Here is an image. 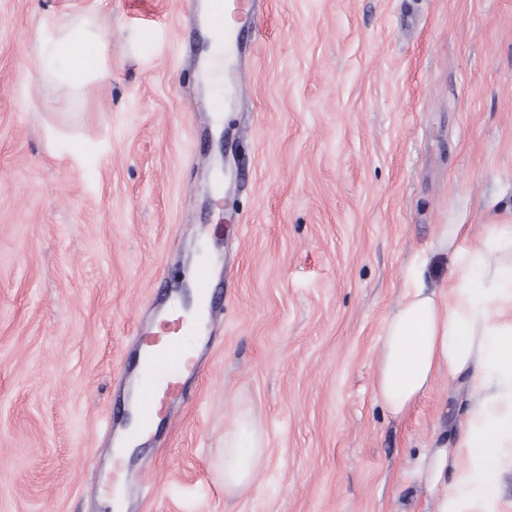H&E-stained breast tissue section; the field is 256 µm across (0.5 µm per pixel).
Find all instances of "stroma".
Here are the masks:
<instances>
[{
    "label": "stroma",
    "instance_id": "1",
    "mask_svg": "<svg viewBox=\"0 0 512 512\" xmlns=\"http://www.w3.org/2000/svg\"><path fill=\"white\" fill-rule=\"evenodd\" d=\"M197 2L0 0V512H106L88 463L110 465L114 375L158 289L221 257L209 369L137 453L142 512H433L412 471L464 396L441 377L393 418L378 334L419 261L449 287L439 225L512 222V0H269L238 104L239 225L214 205L224 92L184 40ZM83 13L110 72L76 97L33 59ZM240 412L266 464L232 496Z\"/></svg>",
    "mask_w": 512,
    "mask_h": 512
}]
</instances>
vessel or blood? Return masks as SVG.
I'll return each instance as SVG.
<instances>
[{
  "label": "vessel or blood",
  "mask_w": 512,
  "mask_h": 512,
  "mask_svg": "<svg viewBox=\"0 0 512 512\" xmlns=\"http://www.w3.org/2000/svg\"><path fill=\"white\" fill-rule=\"evenodd\" d=\"M256 22L253 0H224L223 11L214 12L207 19L210 35L224 39L225 94H233L240 85ZM223 288V278L217 277L210 266L198 267L192 283L196 304L194 336L206 334L223 314ZM182 328V319H164L161 331L145 330L137 338L138 356L125 360L114 383L115 411L105 434L107 446H118L130 437L122 415L125 406L135 405L142 432L150 433L172 420L177 407L188 400L191 381L204 370L207 357L201 349L195 356H187Z\"/></svg>",
  "instance_id": "vessel-or-blood-1"
}]
</instances>
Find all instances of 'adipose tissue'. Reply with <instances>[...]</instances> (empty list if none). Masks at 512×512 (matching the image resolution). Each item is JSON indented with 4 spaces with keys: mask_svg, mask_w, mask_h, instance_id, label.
Returning <instances> with one entry per match:
<instances>
[{
    "mask_svg": "<svg viewBox=\"0 0 512 512\" xmlns=\"http://www.w3.org/2000/svg\"><path fill=\"white\" fill-rule=\"evenodd\" d=\"M37 72L83 92L91 64L108 48L93 16L66 19L38 38ZM463 224L440 225L437 243L454 261L448 290L406 288L378 337L373 393L395 418L407 415L440 376L467 395L449 443L420 456L415 476L433 493V512H512L499 478L512 471V224L466 244ZM263 439L248 415L224 434V484L246 489L263 464Z\"/></svg>",
    "mask_w": 512,
    "mask_h": 512,
    "instance_id": "adipose-tissue-1",
    "label": "adipose tissue"
}]
</instances>
